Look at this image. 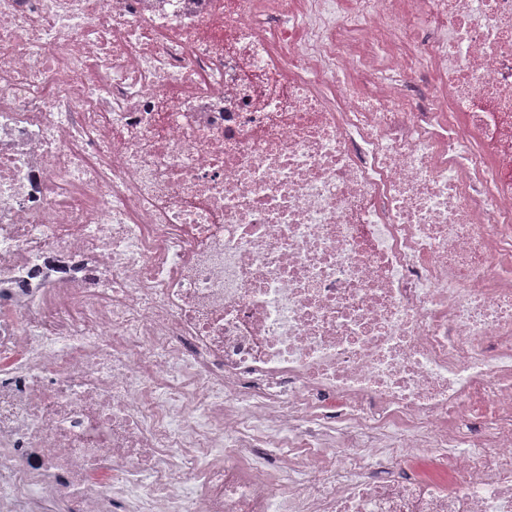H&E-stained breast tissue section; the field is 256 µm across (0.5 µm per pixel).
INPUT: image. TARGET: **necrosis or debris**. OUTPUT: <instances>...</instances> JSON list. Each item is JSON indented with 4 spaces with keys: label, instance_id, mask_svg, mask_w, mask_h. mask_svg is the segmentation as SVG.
Returning <instances> with one entry per match:
<instances>
[{
    "label": "necrosis or debris",
    "instance_id": "4bbe7bcc",
    "mask_svg": "<svg viewBox=\"0 0 512 512\" xmlns=\"http://www.w3.org/2000/svg\"><path fill=\"white\" fill-rule=\"evenodd\" d=\"M291 2L0 0V512H512V0Z\"/></svg>",
    "mask_w": 512,
    "mask_h": 512
}]
</instances>
